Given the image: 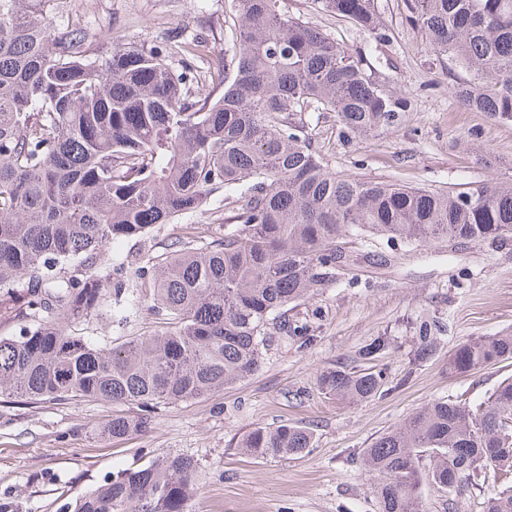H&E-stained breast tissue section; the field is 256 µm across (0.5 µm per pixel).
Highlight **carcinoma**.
<instances>
[{"instance_id": "obj_1", "label": "carcinoma", "mask_w": 512, "mask_h": 512, "mask_svg": "<svg viewBox=\"0 0 512 512\" xmlns=\"http://www.w3.org/2000/svg\"><path fill=\"white\" fill-rule=\"evenodd\" d=\"M382 39L374 0H313ZM232 46L217 75L185 41L135 47L110 33L93 43L77 28L50 32L57 0H0V395L31 403L134 405L105 434L151 429L164 406L220 392L253 376L271 332L306 336L287 307L348 276V239L427 246L512 237V181L429 191L336 174L306 131L305 114L334 112L342 133L367 137L394 124L399 100L350 48L288 14L286 0H227ZM406 20L478 81L463 105L512 119V0H405ZM178 56L176 72L170 58ZM218 78L224 94L192 96ZM226 190L224 238L187 245L127 270L109 246L141 239ZM146 307L166 327L116 344L75 332L103 310ZM443 325L423 323L414 360L436 350ZM379 337L364 366L323 370L327 398L383 394ZM512 360V332L468 339L448 371L472 374ZM312 432L258 427L239 444L262 459L300 455ZM380 512H427L420 488L442 491L492 476L502 488L483 512H512V379L473 406L434 400L363 451ZM197 462L169 455L112 475L74 512H186Z\"/></svg>"}]
</instances>
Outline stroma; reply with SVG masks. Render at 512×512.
Here are the masks:
<instances>
[{
	"mask_svg": "<svg viewBox=\"0 0 512 512\" xmlns=\"http://www.w3.org/2000/svg\"><path fill=\"white\" fill-rule=\"evenodd\" d=\"M62 2L72 24L137 46L204 40L210 52L202 68L211 72L221 69L234 30L226 0ZM287 4L290 14L357 53L407 103L397 123L366 139L342 135L333 115L310 117L314 144L336 173L426 190L512 180V119L462 107L454 89L473 82V72L440 55L407 23L403 0H374L387 34L382 42L321 13L312 0ZM223 212L218 192L204 210L156 225L145 239L116 242L108 255L131 263L188 241L220 239ZM370 248L387 255V262L361 264L354 282L334 284L289 310V320L307 325V341L272 342L250 379L161 409L148 432L124 440L99 435L113 411L105 403L33 404L0 396V499L15 502L19 512H64L117 470L182 454L199 463L198 491L187 512H378L375 478L352 457L427 403L458 396L476 404L512 376L511 361L473 375L448 371V356L459 343L512 332V241L452 248H390L381 241ZM436 320L444 325L437 351L414 361L420 324ZM162 326L142 309L121 323L105 311L78 330L119 342ZM379 336L391 340L381 359L390 391L355 403L325 398L319 372L358 364L360 349ZM284 423L312 431L313 445L304 455L262 460L240 453L248 431ZM493 490L488 481L446 495L426 483L422 499L427 512H483Z\"/></svg>",
	"mask_w": 512,
	"mask_h": 512,
	"instance_id": "stroma-1",
	"label": "stroma"
}]
</instances>
